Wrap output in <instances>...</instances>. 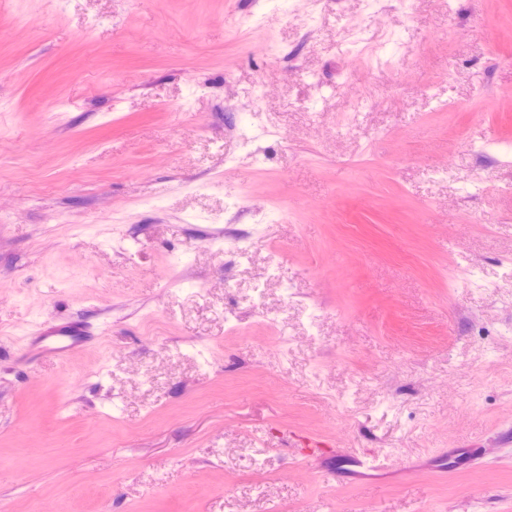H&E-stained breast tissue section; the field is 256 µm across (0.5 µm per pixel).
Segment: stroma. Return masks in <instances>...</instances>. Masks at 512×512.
I'll return each instance as SVG.
<instances>
[{"instance_id":"1","label":"stroma","mask_w":512,"mask_h":512,"mask_svg":"<svg viewBox=\"0 0 512 512\" xmlns=\"http://www.w3.org/2000/svg\"><path fill=\"white\" fill-rule=\"evenodd\" d=\"M0 512H512V0H0ZM90 331L77 323L59 327H38L30 337L28 348L37 355L48 354L66 359L86 342ZM336 457H343V465L360 467L369 470H380L382 465L385 463L386 455L382 453L377 454H364V453H352L342 456L336 448Z\"/></svg>"}]
</instances>
